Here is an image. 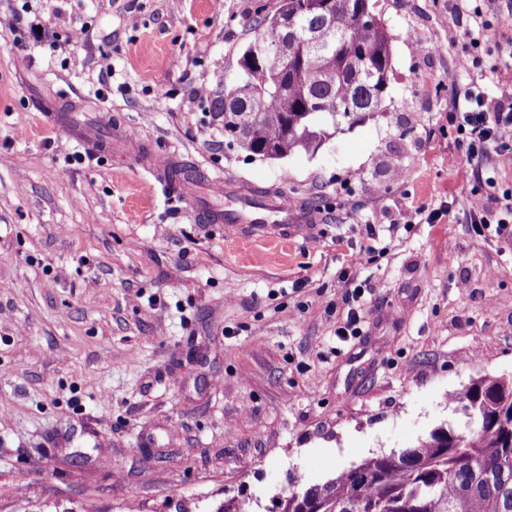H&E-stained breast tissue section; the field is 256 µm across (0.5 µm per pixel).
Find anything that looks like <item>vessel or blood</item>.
Listing matches in <instances>:
<instances>
[{
    "label": "vessel or blood",
    "mask_w": 512,
    "mask_h": 512,
    "mask_svg": "<svg viewBox=\"0 0 512 512\" xmlns=\"http://www.w3.org/2000/svg\"><path fill=\"white\" fill-rule=\"evenodd\" d=\"M125 150L134 156L139 166L150 173L156 183L166 184L170 167L161 157L145 153L138 142L124 139ZM219 187L223 204L206 201L204 193ZM184 194L197 213L213 224L223 225L225 233L241 241L286 242L310 234L316 215L296 201L275 193H258L252 188L230 180L215 185L205 178L201 188L190 187Z\"/></svg>",
    "instance_id": "obj_1"
}]
</instances>
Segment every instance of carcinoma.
Here are the masks:
<instances>
[{
    "instance_id": "1",
    "label": "carcinoma",
    "mask_w": 512,
    "mask_h": 512,
    "mask_svg": "<svg viewBox=\"0 0 512 512\" xmlns=\"http://www.w3.org/2000/svg\"><path fill=\"white\" fill-rule=\"evenodd\" d=\"M292 0L275 13L252 19L254 38L240 64L259 43L282 36ZM369 0H336V12L314 8L296 19L297 37L316 33L339 45L336 61L312 67L307 54L286 62L263 61L260 71L242 69L220 93L213 111L224 115L229 143L267 159L316 149L324 136L319 122L346 119L355 112H380L392 71L390 40L379 23L362 22ZM288 76V92L274 86ZM316 102L313 107L308 103ZM454 401L474 415L463 430L437 429L396 456L378 455L321 487L292 488L280 498L283 512H512V378L481 377ZM472 462L459 465L462 459Z\"/></svg>"
}]
</instances>
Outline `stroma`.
<instances>
[{
    "mask_svg": "<svg viewBox=\"0 0 512 512\" xmlns=\"http://www.w3.org/2000/svg\"><path fill=\"white\" fill-rule=\"evenodd\" d=\"M371 2L384 111L268 160L229 144L210 101L280 0H0V512H277L290 488L465 428L452 393L512 376V239L469 220L473 194H512V149L487 159L495 189L462 182L450 120L473 84L507 95L512 65L475 66L453 0ZM486 18L495 56L512 15L491 0ZM63 105L75 131L46 118ZM105 120L312 206L314 233L226 239L125 153L90 151ZM419 206L440 220L405 224ZM345 271L366 290L342 341Z\"/></svg>",
    "mask_w": 512,
    "mask_h": 512,
    "instance_id": "obj_1",
    "label": "stroma"
}]
</instances>
